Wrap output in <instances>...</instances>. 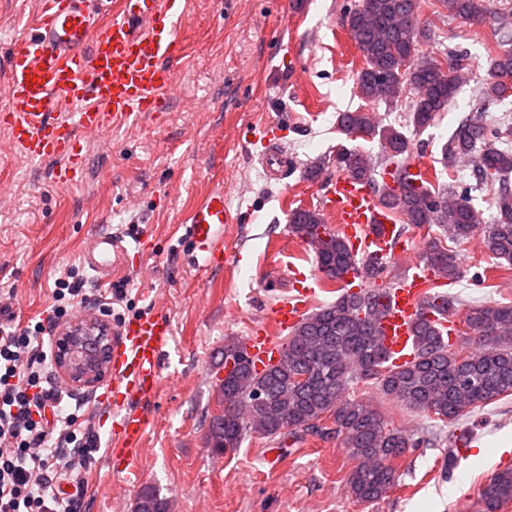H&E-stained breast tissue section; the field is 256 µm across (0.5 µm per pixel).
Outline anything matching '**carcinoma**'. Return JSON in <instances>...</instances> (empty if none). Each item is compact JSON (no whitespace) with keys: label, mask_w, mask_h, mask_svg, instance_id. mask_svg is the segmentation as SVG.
I'll return each mask as SVG.
<instances>
[{"label":"carcinoma","mask_w":512,"mask_h":512,"mask_svg":"<svg viewBox=\"0 0 512 512\" xmlns=\"http://www.w3.org/2000/svg\"><path fill=\"white\" fill-rule=\"evenodd\" d=\"M437 2L452 17L470 24L492 18L489 0ZM346 24L365 61L356 77L361 99L369 104H407L406 127L415 135L434 125L457 93L463 58L444 67L422 53L426 29L420 0H352ZM511 91L512 51L489 52L487 77L477 84L472 112L442 147L443 167L451 169L466 160L476 184L494 188L498 217L496 223L485 225L482 246L498 264L510 266L512 128L489 124L485 113ZM337 127L349 139H378L380 156L374 162L363 151L341 144L333 158L336 170L365 180L380 204L403 223L437 227L439 233L428 239L421 262L439 279L458 278L459 255L447 241H466L479 229L480 216L469 188H448L435 168L411 174V138L380 125L364 108L339 113ZM387 175L389 182L384 181ZM289 231L313 249L319 269L332 284L350 270L372 281L385 272V265L353 253L314 210L292 211ZM398 283L394 278L379 288L346 291L333 304L306 315L279 344L280 358L260 369L244 355L241 343L224 345V384L217 389L219 411L209 416L207 446L226 454L237 450L253 431L271 440L285 428L318 433L327 416L345 448L358 459L347 481L351 496L375 503L394 487V461L421 440L389 426L376 410L354 398L355 385L371 381L383 395L443 422L457 421L478 407L512 396V305L469 307L464 324L478 349H456L440 320L455 310L457 299L427 292L414 324V355L394 365L385 352L380 319L389 290ZM255 389L262 391L263 402L253 407L247 394ZM480 500L484 512H498L512 501V468L497 472L481 488ZM136 512H169V505L144 490Z\"/></svg>","instance_id":"1"}]
</instances>
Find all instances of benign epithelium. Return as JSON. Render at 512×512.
I'll return each instance as SVG.
<instances>
[{
    "label": "benign epithelium",
    "mask_w": 512,
    "mask_h": 512,
    "mask_svg": "<svg viewBox=\"0 0 512 512\" xmlns=\"http://www.w3.org/2000/svg\"><path fill=\"white\" fill-rule=\"evenodd\" d=\"M112 355V326L99 314H89L63 327L55 339L54 360L71 384L97 388L108 374Z\"/></svg>",
    "instance_id": "obj_1"
}]
</instances>
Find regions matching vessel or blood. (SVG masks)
I'll return each instance as SVG.
<instances>
[{
	"instance_id": "obj_1",
	"label": "vessel or blood",
	"mask_w": 512,
	"mask_h": 512,
	"mask_svg": "<svg viewBox=\"0 0 512 512\" xmlns=\"http://www.w3.org/2000/svg\"><path fill=\"white\" fill-rule=\"evenodd\" d=\"M183 0H38L35 21L8 56V79L0 84L7 102L0 122L28 159H59L55 177L68 180L67 165L81 156V133L106 135L118 122L159 111L176 86L182 57L179 23ZM261 163L270 176L285 177L289 162L275 142H267ZM322 206L352 251L385 260L407 261V271L390 292L381 322L386 353L394 363L413 352L412 325L419 316L433 271L413 259L400 228L367 183L339 174L327 180ZM227 197L211 189L188 214L186 235L205 265L224 255V227L235 223ZM125 249L112 234L91 240L85 263L111 277ZM304 296L271 308L266 326L247 336L251 358L276 355V334L300 319ZM172 334L162 314L122 322L112 331L113 399L109 433L117 460L139 448L150 425L145 406L161 378L162 355Z\"/></svg>"
}]
</instances>
